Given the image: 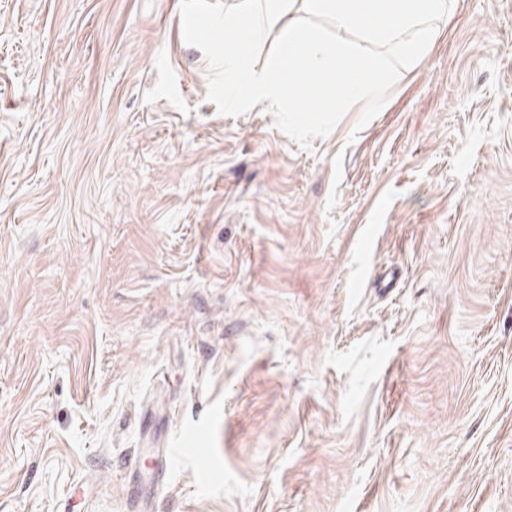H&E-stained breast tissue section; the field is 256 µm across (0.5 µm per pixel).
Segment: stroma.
Listing matches in <instances>:
<instances>
[{
    "mask_svg": "<svg viewBox=\"0 0 512 512\" xmlns=\"http://www.w3.org/2000/svg\"><path fill=\"white\" fill-rule=\"evenodd\" d=\"M180 8L0 0V512H512V0L308 148Z\"/></svg>",
    "mask_w": 512,
    "mask_h": 512,
    "instance_id": "1",
    "label": "stroma"
}]
</instances>
